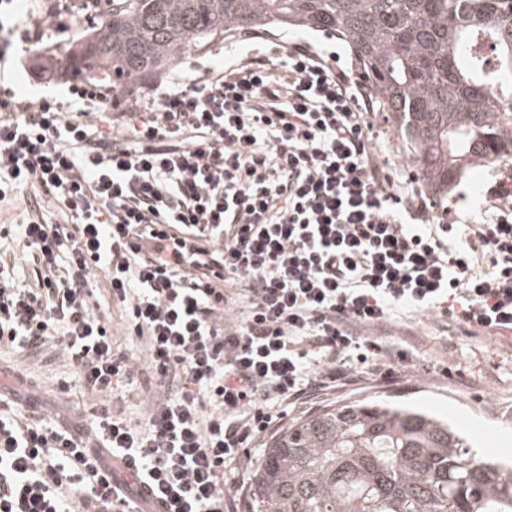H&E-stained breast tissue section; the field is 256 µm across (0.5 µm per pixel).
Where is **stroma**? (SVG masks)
<instances>
[{"label":"stroma","mask_w":512,"mask_h":512,"mask_svg":"<svg viewBox=\"0 0 512 512\" xmlns=\"http://www.w3.org/2000/svg\"><path fill=\"white\" fill-rule=\"evenodd\" d=\"M49 5L50 0H18L16 19L26 37L16 41L12 59L0 63V97L8 93L16 100L51 98L70 103L68 82H43L37 64L73 45L84 16L100 14L101 5L99 0H67L66 13L53 21L47 16ZM294 41L336 52L342 65L355 63L347 42L336 35L305 28L254 27L236 30L186 52L163 78L167 87L174 89L205 70H222L225 61L267 55L276 48L284 51ZM370 124L371 150L395 185L421 189L419 168L392 116L371 112ZM509 175L512 160L467 168L448 194L430 206V217L438 223L448 211L463 224L484 221L488 190ZM10 211L15 226L8 238L0 240V256H8L7 270L13 280L26 284L36 278L35 264L19 246V226L27 212L15 205ZM92 301L110 320L114 345L144 360L145 347L133 334L124 308L113 301L105 278H98ZM383 342L403 350L406 361L391 366L389 375L367 376L302 404L274 405L281 423H291L330 404L390 401L448 420L469 435L474 447L512 459V337L474 333L464 325L437 323L428 313L401 308L395 312L394 326ZM161 393L154 380L141 375L133 383L119 386L112 397V409L137 422ZM102 400V395L89 392L79 382L67 359L53 356L34 365L14 349L0 346V414L52 412L62 420L79 422L88 431L97 422Z\"/></svg>","instance_id":"35a3bbf8"}]
</instances>
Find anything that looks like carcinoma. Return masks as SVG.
Segmentation results:
<instances>
[{
    "label": "carcinoma",
    "mask_w": 512,
    "mask_h": 512,
    "mask_svg": "<svg viewBox=\"0 0 512 512\" xmlns=\"http://www.w3.org/2000/svg\"><path fill=\"white\" fill-rule=\"evenodd\" d=\"M274 24L347 41L431 194L464 167L512 157V0H104L59 63L127 89L191 46ZM252 492L255 512H512V465L427 413L356 401L288 426Z\"/></svg>",
    "instance_id": "carcinoma-1"
}]
</instances>
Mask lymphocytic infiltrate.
<instances>
[{
    "mask_svg": "<svg viewBox=\"0 0 512 512\" xmlns=\"http://www.w3.org/2000/svg\"><path fill=\"white\" fill-rule=\"evenodd\" d=\"M73 93L71 112L0 99V200L37 188L67 218L23 223L38 277L0 273V342L29 356L53 344L94 392L130 380L135 358L91 302L101 272L163 394L137 423L102 410L91 434L0 417V512H64L67 492L84 512H141L103 449L169 512H224L230 496L249 507L226 476L275 429L269 400L379 373L367 332L388 331L398 306L512 332V207L430 223L374 157L370 97L335 55L298 42L177 90ZM237 294L240 320L224 315Z\"/></svg>",
    "mask_w": 512,
    "mask_h": 512,
    "instance_id": "obj_1",
    "label": "lymphocytic infiltrate"
}]
</instances>
